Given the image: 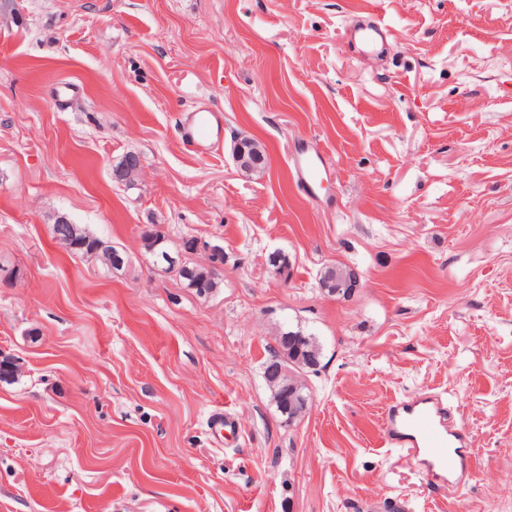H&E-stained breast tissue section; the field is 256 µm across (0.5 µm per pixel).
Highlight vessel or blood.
Returning <instances> with one entry per match:
<instances>
[{"label": "vessel or blood", "mask_w": 512, "mask_h": 512, "mask_svg": "<svg viewBox=\"0 0 512 512\" xmlns=\"http://www.w3.org/2000/svg\"><path fill=\"white\" fill-rule=\"evenodd\" d=\"M223 126L222 113L198 108L189 115L183 138L196 148L207 150L219 142ZM294 168L298 183L310 194L329 176L321 156L305 149L295 158ZM382 439L386 446L406 449L424 471L442 484L460 485L473 472L468 435L454 424L447 403L433 393L419 392L390 405L384 415Z\"/></svg>", "instance_id": "vessel-or-blood-1"}]
</instances>
